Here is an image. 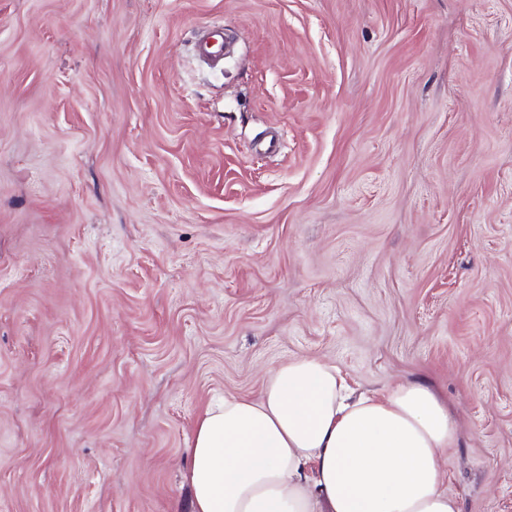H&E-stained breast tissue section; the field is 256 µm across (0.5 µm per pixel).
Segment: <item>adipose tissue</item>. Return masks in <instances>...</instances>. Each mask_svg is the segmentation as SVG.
Returning <instances> with one entry per match:
<instances>
[{
    "label": "adipose tissue",
    "instance_id": "ef3b65f1",
    "mask_svg": "<svg viewBox=\"0 0 512 512\" xmlns=\"http://www.w3.org/2000/svg\"><path fill=\"white\" fill-rule=\"evenodd\" d=\"M456 442L427 385L358 393L335 364L295 357L258 396L206 409L184 474L190 512H461L442 464Z\"/></svg>",
    "mask_w": 512,
    "mask_h": 512
}]
</instances>
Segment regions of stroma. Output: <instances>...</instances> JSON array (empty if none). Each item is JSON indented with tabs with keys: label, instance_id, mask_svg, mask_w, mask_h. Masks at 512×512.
<instances>
[{
	"label": "stroma",
	"instance_id": "stroma-1",
	"mask_svg": "<svg viewBox=\"0 0 512 512\" xmlns=\"http://www.w3.org/2000/svg\"><path fill=\"white\" fill-rule=\"evenodd\" d=\"M298 356L429 386L512 512V0H0V512H189ZM224 29L208 27L206 34L197 42L196 53L205 62L217 63L223 57Z\"/></svg>",
	"mask_w": 512,
	"mask_h": 512
}]
</instances>
